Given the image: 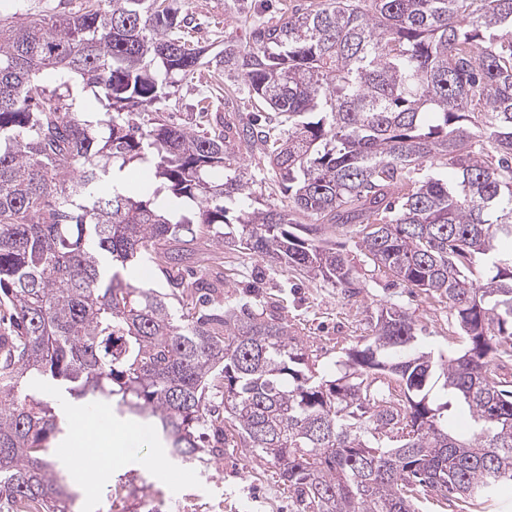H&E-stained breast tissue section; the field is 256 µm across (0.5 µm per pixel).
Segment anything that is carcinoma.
<instances>
[{"label": "carcinoma", "mask_w": 512, "mask_h": 512, "mask_svg": "<svg viewBox=\"0 0 512 512\" xmlns=\"http://www.w3.org/2000/svg\"><path fill=\"white\" fill-rule=\"evenodd\" d=\"M251 17L201 63L179 0H82L0 18V505L72 512L51 469L64 432L40 392L149 421L169 454L240 448L294 512H487L512 486V0H310ZM49 78L52 87L41 84ZM247 90L254 118L197 131L182 82ZM287 194L251 195L230 138ZM155 179L133 184L131 164ZM365 266L447 299L448 354L377 311L336 373L281 301L233 300L182 262L222 247L320 279ZM158 269L166 287L136 274ZM474 424L448 427L457 409ZM189 86L183 85L182 87H179L178 92L176 93V106L175 104V96H172L173 103L170 107L171 110L169 112H177L175 116V120L177 122H183L181 119L186 118H195L196 115H198V109L196 107L197 100L199 99V90L201 88L194 87V85ZM180 112V113H178ZM184 112V113H183ZM188 112V113H186Z\"/></svg>", "instance_id": "carcinoma-1"}]
</instances>
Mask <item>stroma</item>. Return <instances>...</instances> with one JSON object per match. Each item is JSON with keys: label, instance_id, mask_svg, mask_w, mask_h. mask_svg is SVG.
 <instances>
[{"label": "stroma", "instance_id": "1", "mask_svg": "<svg viewBox=\"0 0 512 512\" xmlns=\"http://www.w3.org/2000/svg\"><path fill=\"white\" fill-rule=\"evenodd\" d=\"M185 10L196 24L191 32L193 41L205 47L207 55L223 50L225 39L242 43L248 37L247 23L225 10L224 0H188ZM344 254L362 286L353 298L330 284L307 280L286 269L271 270L260 258L230 250L221 254L225 267L232 270L226 290L236 298L284 297L288 320L299 336L317 348L321 368L329 374L336 371L341 348L351 347L367 335L379 307L390 302L402 305L425 326L423 347L447 351V303L406 288L395 278L371 275L353 241L345 242ZM69 442L66 436L55 441L53 460L68 471L79 490L82 512H103L109 499L107 490L82 480L81 474L91 462L71 459ZM153 458L165 460L166 472L145 468V460ZM130 470L151 485L155 499L165 502L166 512H292L288 493L273 468L236 448L225 449L222 458L209 463L181 464L169 461L166 449L148 441L137 448Z\"/></svg>", "mask_w": 512, "mask_h": 512}]
</instances>
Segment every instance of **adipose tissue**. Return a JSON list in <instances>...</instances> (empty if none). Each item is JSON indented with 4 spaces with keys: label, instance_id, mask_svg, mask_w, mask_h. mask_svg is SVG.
<instances>
[{
    "label": "adipose tissue",
    "instance_id": "obj_1",
    "mask_svg": "<svg viewBox=\"0 0 512 512\" xmlns=\"http://www.w3.org/2000/svg\"><path fill=\"white\" fill-rule=\"evenodd\" d=\"M70 420L74 441L85 448H105L109 451L108 458L88 474L89 480L98 485L108 484L113 472L126 466L144 439L140 428L109 426L108 409L104 406L94 411L71 414Z\"/></svg>",
    "mask_w": 512,
    "mask_h": 512
}]
</instances>
